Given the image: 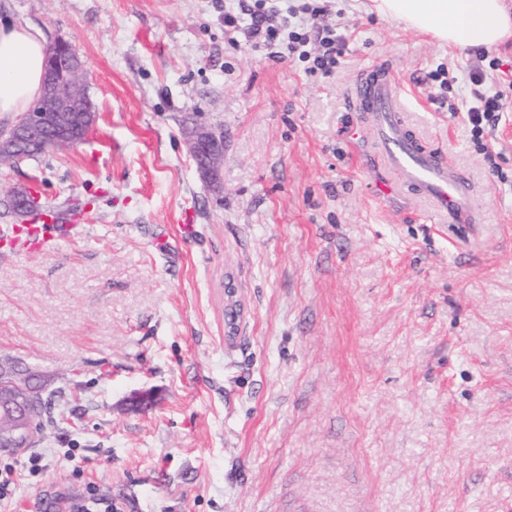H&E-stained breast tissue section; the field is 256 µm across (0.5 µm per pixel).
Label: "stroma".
Here are the masks:
<instances>
[{"instance_id":"stroma-1","label":"stroma","mask_w":512,"mask_h":512,"mask_svg":"<svg viewBox=\"0 0 512 512\" xmlns=\"http://www.w3.org/2000/svg\"><path fill=\"white\" fill-rule=\"evenodd\" d=\"M367 2L336 0L348 42L324 78L225 31L214 0H0L78 51L96 112L76 147L0 163V225L14 187L82 214L55 252L0 257V359L40 373L55 422L0 452V512H512V41L442 47ZM486 56L503 182L466 119ZM374 67L471 184L472 222L381 196L388 171L348 135ZM196 126L224 133L218 185ZM190 149L196 161L197 171L211 185L217 182L219 165L224 153L208 128H197L189 133Z\"/></svg>"}]
</instances>
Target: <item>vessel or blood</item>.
<instances>
[{"label": "vessel or blood", "instance_id": "b4317fda", "mask_svg": "<svg viewBox=\"0 0 512 512\" xmlns=\"http://www.w3.org/2000/svg\"><path fill=\"white\" fill-rule=\"evenodd\" d=\"M357 107L366 112L374 129L371 148L392 175L382 186L384 194L411 187L440 210L456 216L466 210L468 186L406 133L399 83L389 70H373L362 79ZM54 230L51 223L8 224L0 228V246L16 252L48 250L55 245Z\"/></svg>", "mask_w": 512, "mask_h": 512}]
</instances>
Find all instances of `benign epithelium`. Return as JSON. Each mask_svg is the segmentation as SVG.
<instances>
[{
	"label": "benign epithelium",
	"instance_id": "obj_1",
	"mask_svg": "<svg viewBox=\"0 0 512 512\" xmlns=\"http://www.w3.org/2000/svg\"><path fill=\"white\" fill-rule=\"evenodd\" d=\"M65 52L53 59L45 74L42 97L23 113L16 123L17 135L36 136L44 126L47 114L56 117L55 143L59 146L72 145L84 141L95 121L92 104L82 95L76 85L82 65L79 54L69 43H64ZM85 109L80 126L73 125L70 113L77 106ZM190 149L196 161L197 171L210 184H215L220 172L219 165L224 153L213 133L206 128H198L189 133ZM14 200V213L23 218L38 207V198L31 192L17 190L11 194ZM226 300L224 316L229 334H234L239 319L238 300L231 288L224 291ZM35 375L27 373L20 378L0 375V447L16 448L25 446L33 436V412L40 398L39 387L33 384Z\"/></svg>",
	"mask_w": 512,
	"mask_h": 512
}]
</instances>
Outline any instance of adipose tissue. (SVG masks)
Returning a JSON list of instances; mask_svg holds the SVG:
<instances>
[{
	"instance_id": "obj_1",
	"label": "adipose tissue",
	"mask_w": 512,
	"mask_h": 512,
	"mask_svg": "<svg viewBox=\"0 0 512 512\" xmlns=\"http://www.w3.org/2000/svg\"><path fill=\"white\" fill-rule=\"evenodd\" d=\"M381 17L466 49L512 38V13L503 0H371ZM46 45L32 27L0 22V113L21 114L42 91Z\"/></svg>"
}]
</instances>
